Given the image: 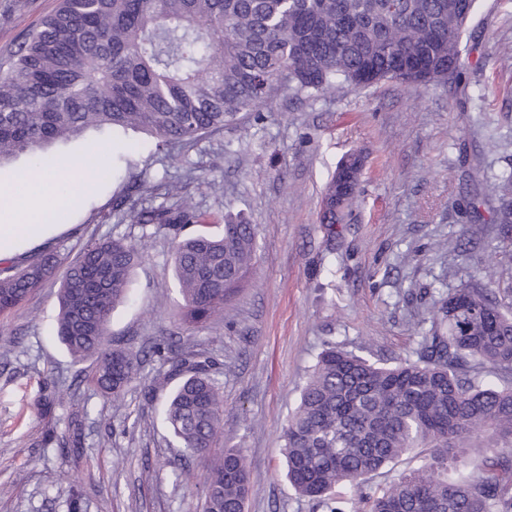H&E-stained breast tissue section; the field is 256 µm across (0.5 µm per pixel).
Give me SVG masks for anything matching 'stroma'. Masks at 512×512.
I'll return each instance as SVG.
<instances>
[{
	"instance_id": "35a3bbf8",
	"label": "stroma",
	"mask_w": 512,
	"mask_h": 512,
	"mask_svg": "<svg viewBox=\"0 0 512 512\" xmlns=\"http://www.w3.org/2000/svg\"><path fill=\"white\" fill-rule=\"evenodd\" d=\"M59 0H0V62L53 14ZM466 90L383 81L316 97L279 93L262 118L156 150L131 130L90 128L46 147L73 166L95 145L109 169L69 197L67 228L48 244L75 260L91 240L142 234L128 208L172 207L180 187L211 231L225 216L256 225V259L222 321L181 323L171 244L158 235L111 315L109 338L205 350L224 383V445L250 468L245 512H317L286 477L283 432L327 343L397 364L418 357L430 315L480 269L497 228L471 243L466 201L512 162V0H479ZM363 159L349 223L325 236L319 212L338 162ZM138 176L131 184L129 176ZM222 186L213 193L211 184ZM58 279L0 318V512H196L204 469L173 484L164 408L171 386L148 358L113 407L83 379L54 336ZM63 403H55L58 393ZM77 435L78 446L56 441Z\"/></svg>"
}]
</instances>
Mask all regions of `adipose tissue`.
Wrapping results in <instances>:
<instances>
[{"label":"adipose tissue","mask_w":512,"mask_h":512,"mask_svg":"<svg viewBox=\"0 0 512 512\" xmlns=\"http://www.w3.org/2000/svg\"><path fill=\"white\" fill-rule=\"evenodd\" d=\"M2 209L13 211L16 219L9 224H0V258L16 256L18 245L36 246L61 232L59 219L66 211L61 198L47 201L31 191L19 196L13 188L1 186Z\"/></svg>","instance_id":"adipose-tissue-1"}]
</instances>
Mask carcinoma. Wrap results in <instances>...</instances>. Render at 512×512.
Listing matches in <instances>:
<instances>
[{
    "mask_svg": "<svg viewBox=\"0 0 512 512\" xmlns=\"http://www.w3.org/2000/svg\"><path fill=\"white\" fill-rule=\"evenodd\" d=\"M62 0L0 66V165L87 128L133 129L158 148L260 114L288 88L316 96L381 81L459 83L471 68L463 43L477 0ZM356 190L331 180L320 223L329 236L352 213ZM475 200L492 204L500 245L431 314L415 361L386 367L329 343L284 431L296 494L328 512L343 490L349 512H512V288L495 290L512 262V166L485 178ZM153 227L135 242L88 243L58 292L55 333L76 364L92 361L97 392L122 405L145 351L109 343L114 307L152 235L170 236L183 318L204 327L224 314L256 257V228L224 219L221 232L182 237L200 223L186 200L143 209ZM61 264L50 250L0 277V317L14 313ZM177 380L165 406L172 445L203 464L201 512H245L250 476L238 448L221 447L224 384L203 350L155 343ZM417 448L418 467L384 486L369 481ZM471 465L474 472L459 474Z\"/></svg>",
    "mask_w": 512,
    "mask_h": 512,
    "instance_id": "carcinoma-1",
    "label": "carcinoma"
}]
</instances>
